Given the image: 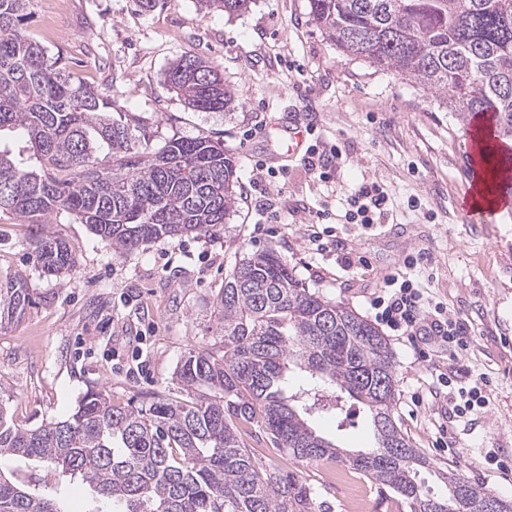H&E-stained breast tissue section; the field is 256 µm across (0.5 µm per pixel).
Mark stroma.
Here are the masks:
<instances>
[{"mask_svg":"<svg viewBox=\"0 0 512 512\" xmlns=\"http://www.w3.org/2000/svg\"><path fill=\"white\" fill-rule=\"evenodd\" d=\"M28 35L61 54L74 80L97 87L139 120L153 146L171 137L223 140L239 176L228 224L206 236L161 240L127 255L63 215L48 227L77 260L67 277L46 275L35 260L30 225L0 213V285L26 279L31 303L0 321V402L14 424L66 419L90 389L113 402L182 393L174 372L193 349L222 355L217 299L224 278L245 253L273 248L302 282L371 317L368 297L382 276L423 249L416 268L433 301L459 317L468 347L458 363L485 375L489 402L463 418L448 412V390L433 368H447L448 349L430 338L397 337L395 416L432 465V494H445L435 469L452 468L495 496L512 501V208L486 223L466 222L457 207L470 184V154L448 113L408 81L342 56L310 21L307 0H252L246 12L201 10L197 0H159L141 11L136 0H35ZM196 56L218 66L235 92L225 110L189 108L164 83L170 63ZM309 111L316 134L306 144L337 146L342 163L329 182L314 179L301 158L285 160L266 218L256 181L268 155H285L281 137L293 112ZM378 182L393 207L384 223H344L347 199L362 181ZM335 216L331 231L365 266L340 255L312 253L307 228L317 210ZM428 351V360L415 355ZM429 395L414 405L415 395ZM347 417L312 413L322 435L353 450L374 444L369 416L346 404ZM241 440L269 468L292 471L317 492L324 512H411L388 486L339 462L289 458L262 428ZM498 449L501 467L485 455Z\"/></svg>","mask_w":512,"mask_h":512,"instance_id":"obj_1","label":"stroma"}]
</instances>
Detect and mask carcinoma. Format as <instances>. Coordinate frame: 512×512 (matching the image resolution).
Listing matches in <instances>:
<instances>
[{"mask_svg":"<svg viewBox=\"0 0 512 512\" xmlns=\"http://www.w3.org/2000/svg\"><path fill=\"white\" fill-rule=\"evenodd\" d=\"M238 14L251 0H198ZM33 0H0V134L22 130L25 145L0 146V211L33 225L37 261L49 276L75 266L47 231L66 213L117 254L159 240L206 235L227 223L237 200L236 164L207 136L171 138L153 150L135 123L112 116V101L75 81L58 56L25 28ZM310 20L346 57L417 85L465 127L488 115L493 138L512 142V0H308ZM164 83L199 111L234 101L211 62L181 57ZM31 302L18 277L0 287V319ZM224 354L191 350L176 378L188 399L154 397L119 406L85 393L64 420L35 428L8 421L0 403V455L79 477L110 512H315L293 474L259 467L239 428L268 431L292 458L339 461L392 488L412 512H498L512 504L453 469L448 493L418 480L430 466L398 427V380L390 343L347 304L305 287L272 248L248 253L224 277L217 305ZM320 386L288 394L291 368ZM221 392L198 394L201 387ZM370 414L375 447L350 450L317 434L307 415L342 414L343 396ZM0 512H67L56 488L38 490L14 471L0 474Z\"/></svg>","mask_w":512,"mask_h":512,"instance_id":"obj_1","label":"carcinoma"}]
</instances>
